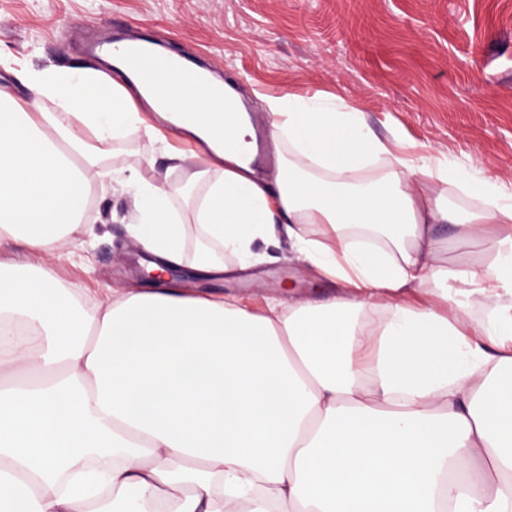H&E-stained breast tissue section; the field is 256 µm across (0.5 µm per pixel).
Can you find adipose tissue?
<instances>
[{"mask_svg":"<svg viewBox=\"0 0 512 512\" xmlns=\"http://www.w3.org/2000/svg\"><path fill=\"white\" fill-rule=\"evenodd\" d=\"M42 94L65 116L0 97V512H512V192L401 131L381 140L341 97L271 101L292 157L258 175L249 121L163 117L190 152L174 167L208 191L190 216L134 169L127 230L159 273L86 306L57 279L112 142L163 132L126 70L76 69ZM382 165L369 186L358 171ZM481 202L460 214L447 191ZM478 246L449 262L438 224ZM193 264L219 282L293 259L341 293L296 304L203 294L164 278ZM485 310L474 314L475 307Z\"/></svg>","mask_w":512,"mask_h":512,"instance_id":"1","label":"adipose tissue"}]
</instances>
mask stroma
<instances>
[{
  "instance_id": "1",
  "label": "stroma",
  "mask_w": 512,
  "mask_h": 512,
  "mask_svg": "<svg viewBox=\"0 0 512 512\" xmlns=\"http://www.w3.org/2000/svg\"><path fill=\"white\" fill-rule=\"evenodd\" d=\"M151 34L164 47L235 78L258 120L267 101L338 95L361 109L378 138L400 124L408 139L487 169L512 184V0H0V87L28 112H56L39 94L46 76L104 70L89 43ZM90 188L93 207L64 236L56 273L85 300L145 287L143 250L127 231L131 199L114 177L129 167L172 189L191 212L207 187L171 168L145 134L113 141ZM227 279L215 291L303 302L328 292L316 272L289 260Z\"/></svg>"
}]
</instances>
